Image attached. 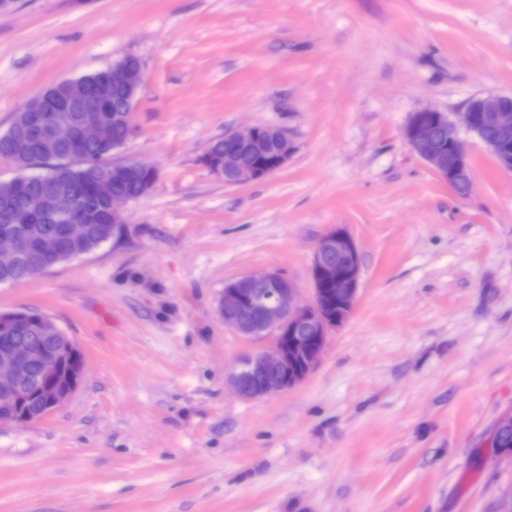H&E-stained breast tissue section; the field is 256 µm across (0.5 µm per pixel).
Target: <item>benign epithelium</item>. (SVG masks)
Here are the masks:
<instances>
[{
	"mask_svg": "<svg viewBox=\"0 0 512 512\" xmlns=\"http://www.w3.org/2000/svg\"><path fill=\"white\" fill-rule=\"evenodd\" d=\"M112 89L122 94L125 112L135 109L143 84L142 62L127 56L107 69ZM93 92L83 78L62 80L48 87L21 109V123L44 141L71 151L68 159L83 146L108 141L109 122L97 116L73 123L68 112H85ZM474 134L493 156L497 166L512 172V160L496 152L499 137L512 135V105L502 94L475 95L465 105L461 122L436 108H423L410 117L403 135L413 152L426 162L457 195L467 194L472 186L471 155L463 146L458 125ZM448 137L452 151L444 155L439 142ZM264 147L275 156L277 166L265 170L246 160L245 150ZM295 151L288 132L277 125L248 126L224 133V161L210 167L230 185L255 183L284 169ZM125 199L112 198L114 224L110 239L120 240L128 232L122 210ZM67 235L70 241L83 234L82 220L77 212L67 214ZM28 248L24 237L15 229L0 232V267L13 266ZM362 271L360 251L342 225L330 228L316 243L311 265L312 300L299 299L294 282L278 273L244 276L224 285L219 310L224 323L248 339H270V344L252 355L243 357L228 379L232 390L243 399H256L281 392L302 383L318 366L331 333L342 323L331 321V296H336L346 315H351L358 298ZM274 284V299L254 302L252 289ZM37 335L28 341L0 352V423H17L11 408L25 396L22 385L33 370L41 372V412L27 418L31 423L66 403L83 375V365L74 364L69 375L58 373V363L76 349L75 342L50 317L36 320ZM305 331L307 335L292 338L290 332Z\"/></svg>",
	"mask_w": 512,
	"mask_h": 512,
	"instance_id": "1",
	"label": "benign epithelium"
}]
</instances>
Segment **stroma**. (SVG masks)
<instances>
[{
    "instance_id": "1",
    "label": "stroma",
    "mask_w": 512,
    "mask_h": 512,
    "mask_svg": "<svg viewBox=\"0 0 512 512\" xmlns=\"http://www.w3.org/2000/svg\"><path fill=\"white\" fill-rule=\"evenodd\" d=\"M144 66L113 155L157 168L127 236L0 284L51 317L82 379L41 420L0 424V512H500L512 458V174L463 134L455 195L402 136L412 112L512 94V0H11L0 133L46 87ZM289 130L267 179L202 157L245 125ZM345 226L359 298L298 386L226 383L254 342L218 314L264 272L312 295L313 246Z\"/></svg>"
}]
</instances>
